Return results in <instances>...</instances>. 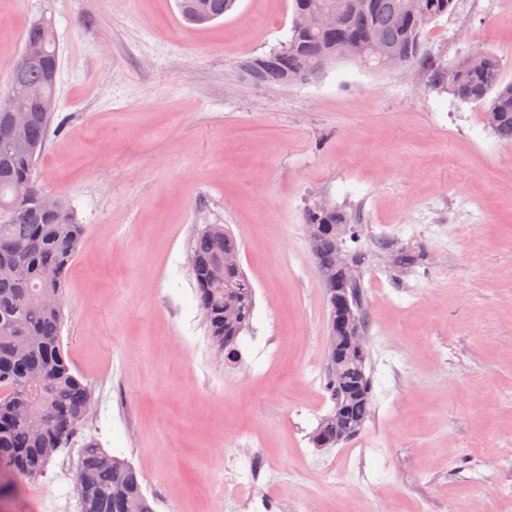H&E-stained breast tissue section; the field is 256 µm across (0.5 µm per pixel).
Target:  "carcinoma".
<instances>
[{
    "instance_id": "obj_1",
    "label": "carcinoma",
    "mask_w": 512,
    "mask_h": 512,
    "mask_svg": "<svg viewBox=\"0 0 512 512\" xmlns=\"http://www.w3.org/2000/svg\"><path fill=\"white\" fill-rule=\"evenodd\" d=\"M236 0H177L182 19L190 25L217 20L235 7ZM291 35L274 50L277 67L253 73L255 84L294 85L304 76L320 77L324 69L341 60L340 47L358 45L364 53L353 61L378 66L381 52H389L409 68L422 62V37L426 27L456 9L457 0H307L338 13L332 29L309 33L298 28L302 0H292ZM24 46L39 52L35 67L11 75L5 100L30 110V120L17 136L0 133V470L28 479L40 476L58 451L69 446L91 406V390L73 372L63 351V288L68 270L78 255L84 225L60 198L47 210L38 197L44 193L34 171L42 154L56 111L59 45L54 24L47 18L30 22ZM437 83L466 102L485 106L487 124L497 137L512 144V84L502 85L497 59L477 53L451 72L434 69ZM38 86L43 109L26 94ZM27 187L20 197L16 191ZM307 232L317 235L313 253L316 272L325 290L341 289L349 313L358 319L359 334L367 332L361 315L360 273L350 274L355 261L345 251L351 231L339 211L316 214L307 210ZM240 245L222 224H207L193 239L191 267L198 305L217 350L235 349L238 336L249 328L255 309V292L242 268L224 267V280L212 279L215 267L227 255H237ZM50 295L54 303L42 300ZM350 323L328 317L327 378L325 389L334 403L311 434L317 448H334L358 435L372 414L371 379L366 374L368 349L353 339ZM35 378L40 391L33 395L24 384ZM41 410L44 422L28 415ZM76 472L79 512H154L132 465L108 453L93 441L81 448Z\"/></svg>"
}]
</instances>
